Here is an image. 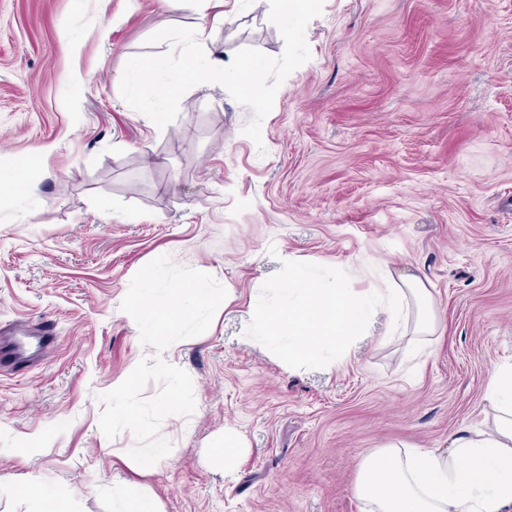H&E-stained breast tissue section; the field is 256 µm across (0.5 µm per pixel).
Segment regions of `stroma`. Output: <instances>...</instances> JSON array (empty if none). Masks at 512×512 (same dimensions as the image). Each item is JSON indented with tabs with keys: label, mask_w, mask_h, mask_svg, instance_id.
Segmentation results:
<instances>
[{
	"label": "stroma",
	"mask_w": 512,
	"mask_h": 512,
	"mask_svg": "<svg viewBox=\"0 0 512 512\" xmlns=\"http://www.w3.org/2000/svg\"><path fill=\"white\" fill-rule=\"evenodd\" d=\"M202 19L210 56L283 52L268 0H0V327L53 346L37 368L0 353V512H35L33 475L50 512L131 493L158 512H365L362 456L444 449L493 414L486 387L512 362V0H324L258 144L221 85L161 129L120 95L129 58L169 52L153 33ZM21 163L35 195L9 185ZM164 254L232 298L180 340L195 410L138 470L134 435L100 431V396L156 356L120 304ZM292 257L357 291L379 260L420 276L441 333L384 342L380 311L336 368L289 366L253 338L251 301L280 303ZM218 450V455L224 458V469H232L240 456L241 442L239 435L232 430L225 429L224 443Z\"/></svg>",
	"instance_id": "stroma-1"
}]
</instances>
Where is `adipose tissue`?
Returning a JSON list of instances; mask_svg holds the SVG:
<instances>
[{
    "label": "adipose tissue",
    "instance_id": "adipose-tissue-1",
    "mask_svg": "<svg viewBox=\"0 0 512 512\" xmlns=\"http://www.w3.org/2000/svg\"><path fill=\"white\" fill-rule=\"evenodd\" d=\"M282 294L285 306L255 304L253 318L292 366L326 352L340 361L380 307L391 315L392 341L433 335L439 324L431 290L413 274L387 276L382 286L355 293L341 284L324 287L310 268L292 261ZM487 396L496 409L492 421L453 433L447 450L390 444L365 456L355 492L367 512H512V364L496 368Z\"/></svg>",
    "mask_w": 512,
    "mask_h": 512
}]
</instances>
